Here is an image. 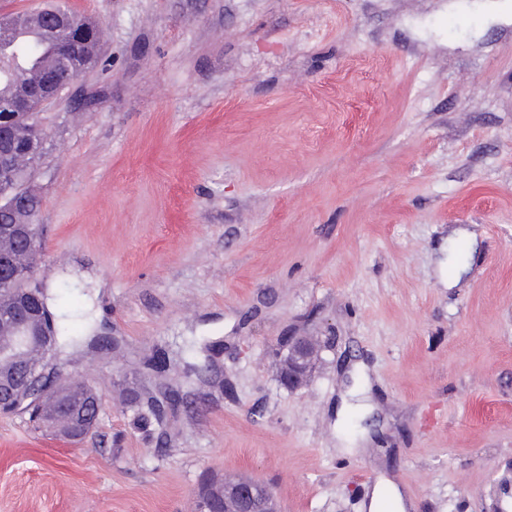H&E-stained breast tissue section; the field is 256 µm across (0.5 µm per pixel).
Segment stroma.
I'll return each mask as SVG.
<instances>
[{
  "label": "stroma",
  "mask_w": 512,
  "mask_h": 512,
  "mask_svg": "<svg viewBox=\"0 0 512 512\" xmlns=\"http://www.w3.org/2000/svg\"><path fill=\"white\" fill-rule=\"evenodd\" d=\"M60 2L106 36L41 113L37 277L84 336L56 384L106 407L77 446L0 415V512H195L216 474L282 512H366L382 476L512 512V0ZM296 330L330 346L291 392ZM126 384L198 401L146 433Z\"/></svg>",
  "instance_id": "obj_1"
}]
</instances>
